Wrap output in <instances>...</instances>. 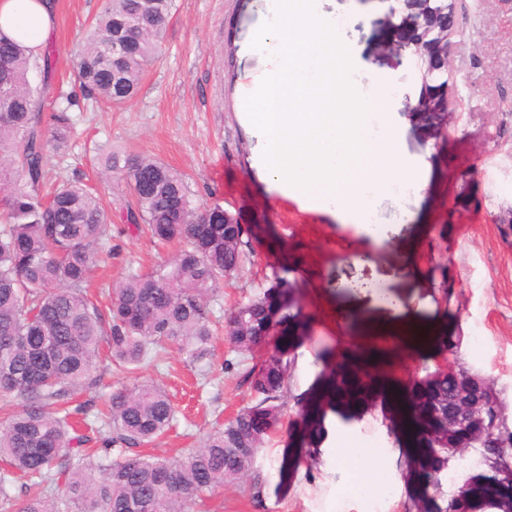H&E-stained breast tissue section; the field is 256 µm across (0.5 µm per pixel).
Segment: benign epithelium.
Wrapping results in <instances>:
<instances>
[{"label":"benign epithelium","instance_id":"obj_1","mask_svg":"<svg viewBox=\"0 0 512 512\" xmlns=\"http://www.w3.org/2000/svg\"><path fill=\"white\" fill-rule=\"evenodd\" d=\"M438 0H392L385 17V24L393 34L389 46L409 56L420 72L423 83L428 76H441L450 65L451 41L454 33V7L447 4L438 9ZM443 102L424 97L418 100L413 111L420 113L421 123H431V113L440 112ZM244 234V225L229 213H224V249L232 247L234 239ZM263 325L251 328L250 335L258 343L273 333L274 310H266ZM447 379L451 387L444 391L439 382ZM409 404L424 411L428 422L429 439L438 459L437 470L428 480L436 478L451 450L471 448L483 444L486 462L492 474L500 475L512 470V462L498 455L496 433L502 429L499 409L492 399L491 387L480 377L468 371L439 367L434 372L414 381L405 389Z\"/></svg>","mask_w":512,"mask_h":512}]
</instances>
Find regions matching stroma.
<instances>
[{
  "label": "stroma",
  "mask_w": 512,
  "mask_h": 512,
  "mask_svg": "<svg viewBox=\"0 0 512 512\" xmlns=\"http://www.w3.org/2000/svg\"><path fill=\"white\" fill-rule=\"evenodd\" d=\"M347 6L353 17L340 37L358 51L361 91L368 96L378 87L387 90L383 118L400 126L405 160L418 166L437 160L443 170L442 181L421 192L394 189L372 199L377 238L267 190L259 178L258 138L247 127L242 99L267 70L265 57L251 46L266 20L264 0H176L162 52L137 96L120 109L105 112L88 104L74 112L69 149L51 159L49 175L60 180L77 169L95 177L102 147L154 156L187 175L197 203L220 204L244 224L251 250L211 299L214 322L263 295L282 263L291 266L287 279L298 317L288 329L297 340L288 351L294 364L280 403L281 421L255 457L251 475L217 488L197 502L195 512H336L337 499L349 495L346 481L364 479L356 449L386 444V471L398 474L405 467L406 442L389 430L386 396L448 363L485 378L512 426V239L501 223L512 209V7L501 0H455L446 95L458 114L431 141L411 120L425 91L418 69L409 58L381 49L388 36L379 23L385 0H323L322 11L328 15ZM102 7L103 0H57L56 24L47 39L54 85L70 88L74 51L86 23ZM126 204L123 185L106 188L103 205L113 219L106 247L112 256L94 270V285H119L175 254L120 223ZM375 251L382 259L374 266L365 258ZM407 289L415 297L420 334L454 330L460 338L455 352L390 336L379 342L370 335V327L387 322L388 299ZM336 311L346 318L339 329L330 324ZM346 336L363 344L344 363L343 382L355 384L364 372H373L375 401L357 419L323 434L314 456L298 466L292 491L282 494L279 451L296 445L306 384L326 371L328 355ZM477 336L478 349L472 345ZM275 351L269 339L241 353L220 334L204 364L186 362L173 347L156 368L102 370L97 386L81 398L96 405L120 387L160 384L176 420L144 451L174 458L200 447L216 427L255 402L244 369ZM255 473L263 479L258 500L248 491Z\"/></svg>",
  "instance_id": "obj_1"
}]
</instances>
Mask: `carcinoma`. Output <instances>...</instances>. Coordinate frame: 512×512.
<instances>
[{
    "mask_svg": "<svg viewBox=\"0 0 512 512\" xmlns=\"http://www.w3.org/2000/svg\"><path fill=\"white\" fill-rule=\"evenodd\" d=\"M175 0H105L87 25L76 53L77 89L45 92L28 80L31 67L51 86L53 57L0 33V396L20 400L0 426V507L12 512H192L195 502L252 466L228 452L232 426L245 436L252 417L275 418L291 361L274 354L246 370L265 371L267 389L256 402L178 459L137 448L167 431L175 409L154 383L112 391L85 422L104 447L87 448L70 407L78 390L97 383L101 349L118 367L139 370L169 346L191 364L210 354L214 336L209 302L224 278V209L200 205L184 176L160 160L134 152L100 157L101 183L83 178L51 183V152L67 148L71 112L87 102L126 105L162 50ZM124 46L113 55L115 44ZM121 180L133 205L120 219L156 245L180 249L167 265L129 276L107 289L106 306L88 293L112 224L100 184ZM278 323L295 318L290 289L276 300ZM436 460L419 451V503L425 512H455L458 491L446 496L425 476ZM465 493L512 512V497L484 475ZM448 497L447 505L439 500Z\"/></svg>",
    "mask_w": 512,
    "mask_h": 512,
    "instance_id": "1",
    "label": "carcinoma"
}]
</instances>
